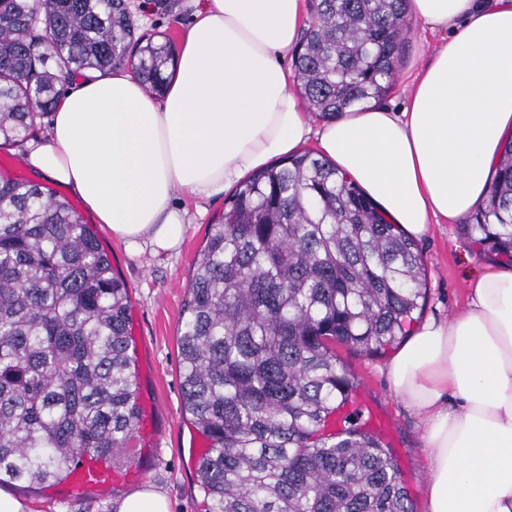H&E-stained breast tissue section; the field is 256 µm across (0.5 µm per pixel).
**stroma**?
<instances>
[{
    "instance_id": "obj_1",
    "label": "stroma",
    "mask_w": 512,
    "mask_h": 512,
    "mask_svg": "<svg viewBox=\"0 0 512 512\" xmlns=\"http://www.w3.org/2000/svg\"><path fill=\"white\" fill-rule=\"evenodd\" d=\"M128 4L139 31L173 42L192 20L191 0H128ZM442 42L441 35L410 23L403 36L395 85L385 104L395 110L405 106L419 71ZM227 198L224 192L203 201L176 195V205L187 209L190 222L180 245L170 251L156 253L145 246L129 252L105 225H94L113 269L131 295L132 352L141 419L128 457L133 465L146 461V474L143 480L120 486L108 496H88L62 484L29 493L25 499L30 512H109L111 500L144 483L167 496L171 512H205L204 493L195 474L203 438L190 424L183 406L178 327L195 260ZM417 244L429 288L422 318H444L461 311L468 300V283L488 263V256L479 253L458 224L432 225ZM338 354L358 376L361 399L390 423L385 439L400 459L414 512H424L429 451L416 419L389 389L385 373L389 353L368 356L342 347Z\"/></svg>"
}]
</instances>
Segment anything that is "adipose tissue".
<instances>
[{
  "label": "adipose tissue",
  "instance_id": "obj_1",
  "mask_svg": "<svg viewBox=\"0 0 512 512\" xmlns=\"http://www.w3.org/2000/svg\"><path fill=\"white\" fill-rule=\"evenodd\" d=\"M306 11V0H203L163 97L124 66L86 72L24 165L133 251L180 244L176 192L210 198L311 140L406 236L470 216L512 140V0H409V16L448 40L407 106L317 126L283 66ZM387 376L430 450L425 512H512V267L487 265L465 308L425 320Z\"/></svg>",
  "mask_w": 512,
  "mask_h": 512
}]
</instances>
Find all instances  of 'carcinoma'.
<instances>
[{"label": "carcinoma", "mask_w": 512, "mask_h": 512, "mask_svg": "<svg viewBox=\"0 0 512 512\" xmlns=\"http://www.w3.org/2000/svg\"><path fill=\"white\" fill-rule=\"evenodd\" d=\"M294 78L322 119L393 88L408 0H310ZM127 0H0V139H28L57 84L128 66L162 94L170 40L136 35ZM466 234L512 262V143ZM179 327L185 412L209 443L208 512H412L379 438L343 418L358 379L427 302L416 241L313 151L236 187L206 239ZM131 298L77 209L0 173V487L41 489L95 454L126 459L139 423Z\"/></svg>", "instance_id": "obj_1"}]
</instances>
